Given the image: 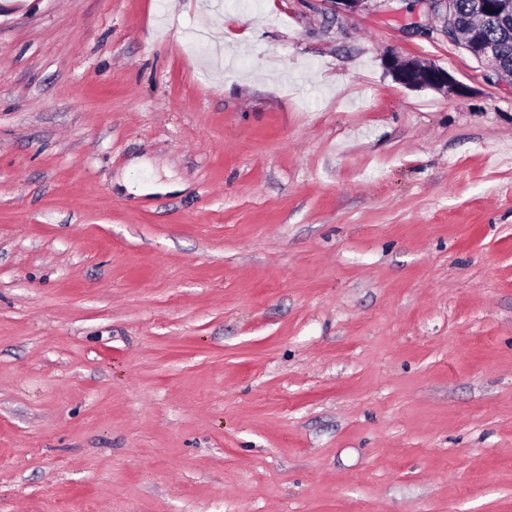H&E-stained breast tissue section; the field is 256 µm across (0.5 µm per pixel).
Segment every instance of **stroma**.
Returning a JSON list of instances; mask_svg holds the SVG:
<instances>
[{
    "label": "stroma",
    "mask_w": 512,
    "mask_h": 512,
    "mask_svg": "<svg viewBox=\"0 0 512 512\" xmlns=\"http://www.w3.org/2000/svg\"><path fill=\"white\" fill-rule=\"evenodd\" d=\"M0 512H512V87L419 0H0ZM385 63L386 69L395 79L408 88L434 89L447 95L458 94L464 89L463 84L449 72L432 65H424L416 59L391 55Z\"/></svg>",
    "instance_id": "obj_1"
}]
</instances>
